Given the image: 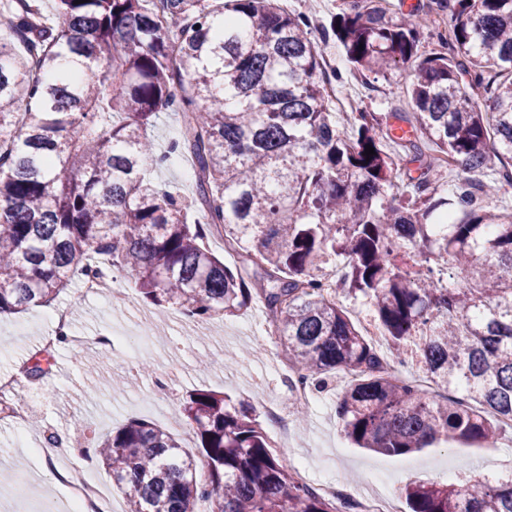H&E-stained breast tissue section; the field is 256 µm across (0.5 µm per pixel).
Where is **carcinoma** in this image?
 <instances>
[{"label": "carcinoma", "instance_id": "cac0c4a2", "mask_svg": "<svg viewBox=\"0 0 512 512\" xmlns=\"http://www.w3.org/2000/svg\"><path fill=\"white\" fill-rule=\"evenodd\" d=\"M6 2L24 56L0 42V315L51 304L102 258L193 320L259 301L299 381L320 391L356 374L337 414L360 448H489L512 428V211L493 204L512 191V0H429L413 20L389 0H348L320 30L280 0H54L49 15ZM432 12L448 25L427 48ZM331 39L368 79L407 70L412 111L336 120ZM62 55L73 68L46 80ZM166 110L181 117L171 151L194 166L189 205L149 177L148 128ZM214 233L235 268L203 245ZM336 265L392 358L446 395L391 379L324 293ZM23 373L42 380L49 358ZM183 411L202 473L143 419L92 444L125 512H350L294 478L250 409L197 389ZM402 494L411 512H512V479Z\"/></svg>", "mask_w": 512, "mask_h": 512}]
</instances>
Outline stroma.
<instances>
[{"instance_id":"obj_1","label":"stroma","mask_w":512,"mask_h":512,"mask_svg":"<svg viewBox=\"0 0 512 512\" xmlns=\"http://www.w3.org/2000/svg\"><path fill=\"white\" fill-rule=\"evenodd\" d=\"M326 59L341 70L343 83L331 92L335 112L365 108L372 112L409 111L405 70L366 85L345 60L341 47L328 43ZM70 309L75 328L88 341L84 348L58 349L55 365L42 385L20 384L31 412L28 434L18 439L13 427L0 423V512H43L44 503L64 492L55 469L79 461L92 437H104L132 419L149 421L165 430L180 423L183 399L193 389L224 393L231 404L255 405L262 395L282 397L284 389L272 377L282 359L279 345L263 336L267 314L261 304L231 317L213 318V331L190 321L178 322L133 295L131 303L79 295L78 288L61 294L51 307L0 318V375L14 372L38 349L50 325L49 312ZM116 334L114 348L95 345L101 334ZM150 371L130 376V361ZM178 368L181 380L173 388L156 391L154 378ZM337 377L319 392V402L303 420L305 432L297 443L280 449L288 463L306 460L313 478H334L342 490L381 478L396 490L411 481L462 485L472 477L506 468L504 460L489 461V449L477 443L440 441L404 456H388L356 448L344 436L336 416V397L346 387ZM68 434L72 447L57 449L52 459L39 452L47 429Z\"/></svg>"}]
</instances>
